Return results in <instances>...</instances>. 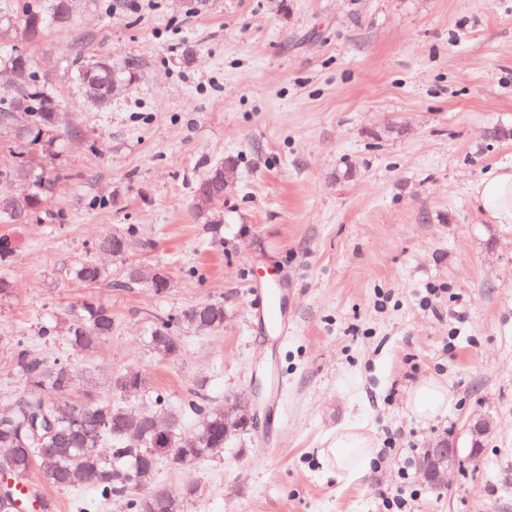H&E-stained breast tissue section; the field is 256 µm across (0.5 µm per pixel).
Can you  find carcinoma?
Instances as JSON below:
<instances>
[{"label":"carcinoma","instance_id":"1","mask_svg":"<svg viewBox=\"0 0 512 512\" xmlns=\"http://www.w3.org/2000/svg\"><path fill=\"white\" fill-rule=\"evenodd\" d=\"M73 16L72 0H52L45 11L27 4L18 13L5 5L0 7V37L12 36L24 42H34L43 36L51 24L65 27ZM0 62L11 71L12 82L0 86V125L14 133L32 138L41 144V152L0 172V182L14 190L0 199V224H26L44 218L52 223L63 220L61 214L42 211L43 199L60 180V174L49 171L44 159L55 156L57 142L56 112L59 102L48 88L46 80L36 72L34 61L25 51L11 48ZM116 70L112 58L103 56L81 68L78 80L87 103L105 108L110 102ZM234 166V159L210 168L196 188L194 207L206 212L211 195L224 188V165ZM117 241V255L122 259L135 245L151 246L135 237L128 227L116 233L103 234L94 244L99 252L112 253V241ZM70 274L73 279L91 287L110 279L107 269L95 260L84 257L75 263ZM122 288L144 286L161 293L169 287L163 270L131 265L117 283ZM185 325L210 330L224 325V303L203 302L178 315H154L149 336L151 350L162 359H174L180 352L179 330ZM62 327L69 345L83 350L98 348L112 336L114 319L105 305L86 301L69 309L60 320L42 327L41 335L52 338ZM16 363L22 371L23 389L8 420H0V457L15 484L26 483L29 470L42 466L41 484L26 493L15 490L13 500L0 503V512H23L41 503V512H53V502L44 496L46 488L70 491L94 490L106 499L127 495L128 512H184L188 500L198 490L187 485L173 498L161 488L141 494L131 490L134 477L142 470H155L167 460L183 469H191L224 447V407L214 405L203 395L188 398L177 410L169 412L176 425L170 430L172 451L163 455L153 453V441L158 431L152 423L156 409L165 406L163 395H150L151 407L134 415L126 404L112 400L89 398L71 401L79 374L64 357L47 365L31 354L26 341H16ZM114 393L126 400H138L147 395L145 381L139 370L130 368L114 375ZM42 410L53 418L69 411L82 412L85 425L74 433L65 421L57 423L56 431L47 433L42 423H33L34 413ZM201 417L194 431V446L182 447L181 427L184 417Z\"/></svg>","mask_w":512,"mask_h":512}]
</instances>
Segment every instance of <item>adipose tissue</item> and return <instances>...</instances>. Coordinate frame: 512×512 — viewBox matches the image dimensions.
<instances>
[{
  "instance_id": "adipose-tissue-1",
  "label": "adipose tissue",
  "mask_w": 512,
  "mask_h": 512,
  "mask_svg": "<svg viewBox=\"0 0 512 512\" xmlns=\"http://www.w3.org/2000/svg\"><path fill=\"white\" fill-rule=\"evenodd\" d=\"M473 207L496 224H512V164H501L472 184ZM408 409L428 418L448 405V390L434 380L416 384L408 393ZM375 457L372 437L360 427L347 425L337 430L323 451L327 466L337 478L358 480L369 476Z\"/></svg>"
}]
</instances>
